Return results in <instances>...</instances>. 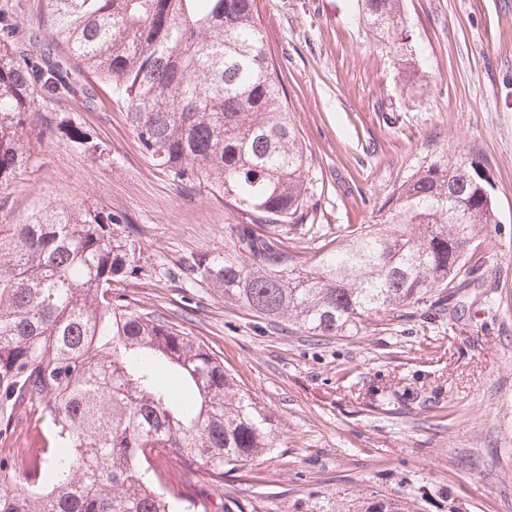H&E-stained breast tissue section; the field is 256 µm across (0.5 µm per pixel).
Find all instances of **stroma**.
Masks as SVG:
<instances>
[{"label":"stroma","instance_id":"obj_1","mask_svg":"<svg viewBox=\"0 0 512 512\" xmlns=\"http://www.w3.org/2000/svg\"><path fill=\"white\" fill-rule=\"evenodd\" d=\"M316 181L327 237L364 224L434 161L473 160L490 178L495 248L451 325L383 322L352 337L268 325L183 261L232 250L239 213L174 183L138 144L123 108L35 95L39 124L65 116L102 145L53 136L0 188V225L55 205L124 215L144 276L132 308L204 341L267 418L273 450L222 492L229 512H348L378 492L410 512H512V0H402L417 67L403 75L357 0H257ZM40 0H0V43L39 55Z\"/></svg>","mask_w":512,"mask_h":512}]
</instances>
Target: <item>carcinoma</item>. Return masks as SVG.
Returning a JSON list of instances; mask_svg holds the SVG:
<instances>
[{
    "mask_svg": "<svg viewBox=\"0 0 512 512\" xmlns=\"http://www.w3.org/2000/svg\"><path fill=\"white\" fill-rule=\"evenodd\" d=\"M401 0H358L361 19L412 69ZM46 53L0 47V188L50 132L95 152L93 134L33 124L30 91L76 93L72 72L112 88L142 151L173 180L224 196V262L189 269L258 317L308 336H357L385 319L453 321L493 247L494 203L474 167L435 161L394 190L370 224H344L309 259L281 231L307 225L303 144L256 0H41ZM126 218L48 206L0 225V438L43 421L31 491L0 455V512H215L224 476L272 451L266 417L197 337L115 294L145 275ZM178 377L182 395L169 379ZM374 498L355 512H402Z\"/></svg>",
    "mask_w": 512,
    "mask_h": 512,
    "instance_id": "carcinoma-1",
    "label": "carcinoma"
}]
</instances>
